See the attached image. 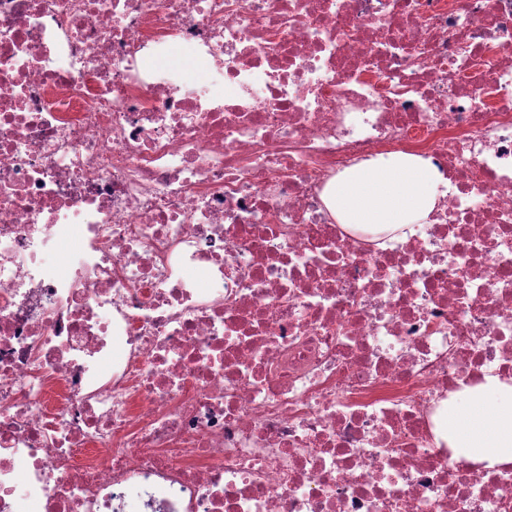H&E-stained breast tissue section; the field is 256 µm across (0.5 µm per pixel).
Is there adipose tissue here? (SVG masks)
<instances>
[{
    "instance_id": "obj_1",
    "label": "adipose tissue",
    "mask_w": 512,
    "mask_h": 512,
    "mask_svg": "<svg viewBox=\"0 0 512 512\" xmlns=\"http://www.w3.org/2000/svg\"><path fill=\"white\" fill-rule=\"evenodd\" d=\"M441 176L417 156L390 155L337 175L325 203L338 223L404 232L434 210ZM448 445L456 455L487 466L512 462V386L491 379L448 413Z\"/></svg>"
}]
</instances>
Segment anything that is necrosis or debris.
Returning <instances> with one entry per match:
<instances>
[{
    "label": "necrosis or debris",
    "instance_id": "4bbe7bcc",
    "mask_svg": "<svg viewBox=\"0 0 512 512\" xmlns=\"http://www.w3.org/2000/svg\"><path fill=\"white\" fill-rule=\"evenodd\" d=\"M397 153L428 223L338 224ZM489 377L512 0H0V512H512ZM441 180L420 157L380 156L337 175L324 200L339 224L404 234L410 224L425 223L435 209ZM448 446L456 456L488 467L512 462V386L489 379L454 405L448 412Z\"/></svg>",
    "mask_w": 512,
    "mask_h": 512
}]
</instances>
